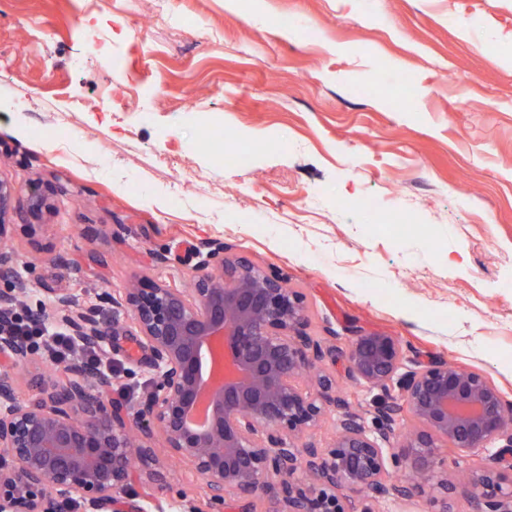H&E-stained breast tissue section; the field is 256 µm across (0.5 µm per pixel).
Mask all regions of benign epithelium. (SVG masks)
Wrapping results in <instances>:
<instances>
[{
    "label": "benign epithelium",
    "mask_w": 512,
    "mask_h": 512,
    "mask_svg": "<svg viewBox=\"0 0 512 512\" xmlns=\"http://www.w3.org/2000/svg\"><path fill=\"white\" fill-rule=\"evenodd\" d=\"M27 199L0 180V512H374L381 497L418 496L429 512H453L465 491L448 464V449L478 460L468 483L473 512H512V403L488 378L443 358L412 359L384 332L354 335L346 349L336 333L307 332L305 295L221 241L197 252L192 288L149 276L83 304L48 291L27 310L56 322L78 348L106 350L109 337L134 336L148 375L135 401L106 402L117 373L73 360L51 387L31 374L37 399L21 402L18 371L36 367L35 351L14 324L29 281L19 272L11 216ZM342 354L347 375L384 398L369 430L336 395L323 367ZM411 366H406V363ZM340 412L331 443L304 441L325 417ZM414 429L395 437L403 414ZM201 481L190 496L170 491L169 461ZM405 472L413 481L396 479ZM148 491L129 498L132 484Z\"/></svg>",
    "instance_id": "obj_1"
}]
</instances>
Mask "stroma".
Returning a JSON list of instances; mask_svg holds the SVG:
<instances>
[{
	"label": "stroma",
	"mask_w": 512,
	"mask_h": 512,
	"mask_svg": "<svg viewBox=\"0 0 512 512\" xmlns=\"http://www.w3.org/2000/svg\"><path fill=\"white\" fill-rule=\"evenodd\" d=\"M154 3L0 0V179L48 204L16 235L28 306L186 287L219 240L305 294L312 335L382 331L512 401V0H170L148 28ZM140 356L120 338L110 399L141 396ZM329 370L371 421L381 391Z\"/></svg>",
	"instance_id": "stroma-1"
}]
</instances>
